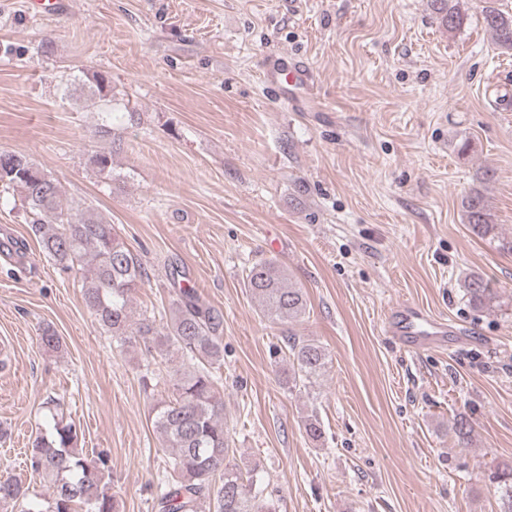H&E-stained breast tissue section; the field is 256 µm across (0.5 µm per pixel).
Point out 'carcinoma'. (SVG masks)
<instances>
[{
    "mask_svg": "<svg viewBox=\"0 0 512 512\" xmlns=\"http://www.w3.org/2000/svg\"><path fill=\"white\" fill-rule=\"evenodd\" d=\"M432 6L441 26L457 27L460 15L454 0H432ZM484 22L499 48L512 51V17L488 6ZM0 190L20 193L30 231L45 255L67 273L84 274V303L111 333L112 342L120 348L139 345L148 353L181 360L175 370L174 397L153 407V430L160 446L169 451L154 512H271V507L259 503L262 490L254 481H244L229 461L224 402L216 397L219 378L213 372L214 365L224 361V314L200 301L186 284V272L174 267L170 272L174 299L166 327L159 329L153 316L132 321L130 297L147 273L137 255L113 233L111 222L93 214L89 206L62 208L56 180L20 152L0 151ZM462 208L475 235L496 240L493 214L480 189L470 191ZM498 247L512 251V242L500 240ZM245 287L274 325L286 329L306 312L303 289L289 285L285 270L272 259L249 269ZM465 295L476 308L489 309L498 301L497 289L479 274L469 276ZM285 348L294 383L311 382L327 364L328 354L314 339L287 336ZM45 419L47 429L36 437L26 466L47 480V507L29 501L22 482L10 477L0 478V503L21 504V512H76L78 507L85 512H117L110 455L102 451L86 458L78 448L76 425L57 403L46 406ZM453 431L463 444L473 427L461 415ZM494 480L505 504L502 512H512V464L497 465Z\"/></svg>",
    "mask_w": 512,
    "mask_h": 512,
    "instance_id": "cac0c4a2",
    "label": "carcinoma"
}]
</instances>
